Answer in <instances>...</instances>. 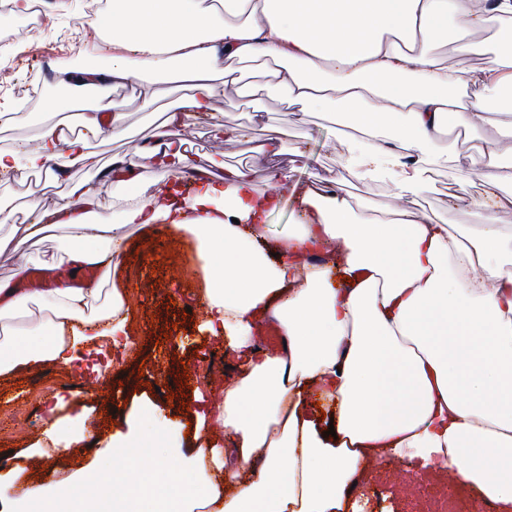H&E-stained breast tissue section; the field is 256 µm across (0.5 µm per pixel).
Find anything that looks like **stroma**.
<instances>
[{
	"label": "stroma",
	"instance_id": "obj_1",
	"mask_svg": "<svg viewBox=\"0 0 512 512\" xmlns=\"http://www.w3.org/2000/svg\"><path fill=\"white\" fill-rule=\"evenodd\" d=\"M44 6L54 41L45 54L11 39V32L23 23L22 12H0V60L11 61L9 78L15 89L14 96L0 98V148L37 137L48 122V114L41 110L48 86L41 78L45 67L79 64L78 56L64 48L79 35L81 0H44ZM464 42L477 46L467 59L473 68L490 64L497 51L489 27L467 30L452 21L448 44L437 53L455 61L453 49ZM156 89L159 98L152 102L141 81L117 87L119 99L126 103L128 132L121 139L94 138L103 166H110L113 157L136 152L161 121L164 104L180 96L172 84L160 83ZM215 107L225 121L240 126L242 135L224 140L213 132L210 115L197 117L182 137L199 166L216 173L228 165L253 168L254 185L262 190L303 189L320 181L361 205L380 211L398 206L390 177L364 179L348 165L346 150L336 139L337 123L349 119L344 109L291 112L275 90L249 103L230 91L218 98ZM256 112L263 113L264 124L283 131L284 150L274 159H258L252 153L264 134V124L252 118ZM445 139L448 156L431 165L416 200L436 219L470 226L487 198L478 173V150L498 144L501 161L512 162V135L503 129L500 113L491 110L483 122L463 131L452 128ZM66 237L65 229H55L32 239L23 250L0 255V280L15 279L21 267H42L45 255L63 250ZM117 281L126 293L132 352L117 356L111 338L104 337L85 350L80 362L0 376L1 498L22 493L20 486L8 482V472L17 464L48 490L62 481L79 480L88 468L96 469L102 479H111L105 445L113 432L127 431L136 421L145 428L164 425L172 448L167 463L179 467L196 446L188 425L195 420L199 401L213 409L223 406V388L235 379L236 358L223 340L209 336L204 328L205 296L191 239L179 236L173 247L152 231L131 228ZM84 409L95 418L92 442L51 458L39 455L35 443L50 419L67 422ZM368 475L353 494L360 512H434L437 501L446 495L452 496L455 512H475L477 490L463 482L449 485L444 467L418 475L405 461L385 453L370 461Z\"/></svg>",
	"mask_w": 512,
	"mask_h": 512
}]
</instances>
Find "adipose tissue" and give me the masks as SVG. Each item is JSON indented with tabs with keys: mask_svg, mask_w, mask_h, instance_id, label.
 Instances as JSON below:
<instances>
[{
	"mask_svg": "<svg viewBox=\"0 0 512 512\" xmlns=\"http://www.w3.org/2000/svg\"><path fill=\"white\" fill-rule=\"evenodd\" d=\"M484 3L477 12L473 0H111L97 19L112 46L102 65L54 69L57 85L93 92L75 119L96 135L127 133L125 104L110 97L115 86L137 77L188 94L166 108L137 160L113 159L112 184L128 198L117 221H90L91 183L71 185L66 203L34 224H14V203L0 196V223L14 225L0 253L62 227L71 272L100 268L97 284L78 288L62 276L37 298L0 282V374L69 364L103 322L112 337L126 335L124 294L113 281L128 230L163 219L193 238L205 329L239 358L219 414H197L195 453L179 476L141 464L140 453L166 454L157 433L133 425L113 438L124 463L98 512H126L132 499L147 512H358L353 486L384 451L420 472L447 465L483 502L512 504V233L500 226L512 200L498 195L512 185V164H497V147L485 148L482 177L497 198L476 211L472 228L449 229L407 201L432 162L428 145L447 127L476 125L496 103L512 132V0ZM452 17L470 29L496 21L489 66L461 69L426 54L447 42ZM257 61L267 69L245 97L276 87L304 112L346 109L352 119L337 124L336 138L351 164L364 177L390 176L403 205L359 219L350 196L307 187L297 199L301 220L270 253L261 242L281 198L253 195L250 169L225 168L223 177L199 178L192 196L171 189L156 203L147 168H191L180 130L234 83L235 65ZM470 87L474 95L459 105L454 91ZM387 125L402 132L391 149L381 140ZM99 162L86 139L55 123L34 149H0V174L37 170L56 183ZM326 243L340 247L336 284L324 262L301 260ZM97 299L102 309H91ZM34 306L48 319L16 331ZM264 324L278 329L279 351L256 347ZM313 386L325 416L308 409ZM212 418L232 444L210 439ZM10 481L23 487L12 512H86L101 485L91 478L49 492L20 467Z\"/></svg>",
	"mask_w": 512,
	"mask_h": 512,
	"instance_id": "1",
	"label": "adipose tissue"
}]
</instances>
